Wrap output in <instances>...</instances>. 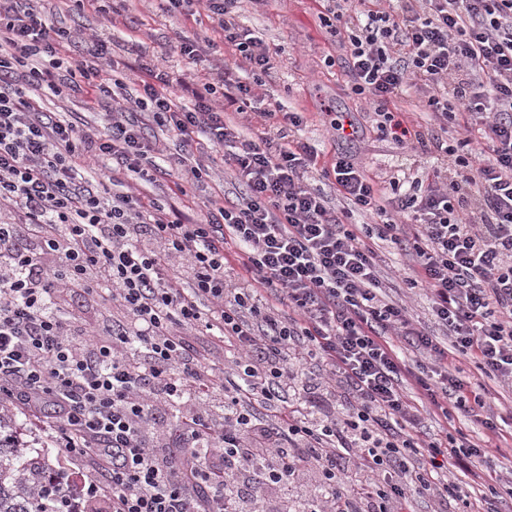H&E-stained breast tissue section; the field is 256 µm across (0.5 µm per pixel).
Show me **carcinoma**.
<instances>
[{"instance_id":"carcinoma-1","label":"carcinoma","mask_w":512,"mask_h":512,"mask_svg":"<svg viewBox=\"0 0 512 512\" xmlns=\"http://www.w3.org/2000/svg\"><path fill=\"white\" fill-rule=\"evenodd\" d=\"M15 420L0 411V512H62L40 489L54 478L41 456L25 455L14 440Z\"/></svg>"}]
</instances>
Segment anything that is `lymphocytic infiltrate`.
<instances>
[{"label": "lymphocytic infiltrate", "mask_w": 512, "mask_h": 512, "mask_svg": "<svg viewBox=\"0 0 512 512\" xmlns=\"http://www.w3.org/2000/svg\"><path fill=\"white\" fill-rule=\"evenodd\" d=\"M42 2L0 0V405H51L53 442L99 478L84 491L52 480L47 496L71 512L87 498L108 512H405L460 496L467 477L465 512H499L494 485L512 484V467L491 444L428 434L424 416L498 435L488 385L512 386V0H325L350 95L453 172L384 188L343 154L319 168L301 113L263 107L275 50L241 23L244 0H161L168 17L212 23L213 36L180 40L188 63L223 44L239 62L190 82L137 53L138 93L100 129L41 100L123 97L111 29L130 0H74L105 21L76 58ZM413 88L462 138L432 142L391 110ZM236 107L252 108L251 134ZM150 121L181 154L161 157ZM204 141L233 188L199 217L183 199L210 175L194 157ZM317 172L344 208L312 187ZM161 174L168 192L148 194ZM378 240L408 256L405 283L445 337L387 295ZM77 293L112 301L111 329L70 311ZM201 330L228 367L191 353ZM464 359L479 382L461 378Z\"/></svg>", "instance_id": "1"}]
</instances>
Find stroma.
Segmentation results:
<instances>
[{
	"label": "stroma",
	"mask_w": 512,
	"mask_h": 512,
	"mask_svg": "<svg viewBox=\"0 0 512 512\" xmlns=\"http://www.w3.org/2000/svg\"><path fill=\"white\" fill-rule=\"evenodd\" d=\"M244 22L262 36L279 54L266 79L267 102L281 105L284 111L305 116L300 136L314 146L323 162H332L341 153L365 166L371 173L384 172L401 161L398 146L375 129L373 117L364 103L348 93L350 76L347 53L321 28L319 0H246ZM131 15L144 34L141 43L147 54L165 59L173 69L191 71L200 80L215 79L224 63L234 62L231 48L208 69L189 67L175 50L179 37L202 38L211 35L208 19L199 21L160 16L156 0H134ZM334 66H327V59ZM45 109L69 112L79 122L99 128L110 111L109 103L90 104L84 95L74 93L62 98L43 96ZM354 113L362 132L354 140H334L324 117L325 109Z\"/></svg>",
	"instance_id": "1"
}]
</instances>
